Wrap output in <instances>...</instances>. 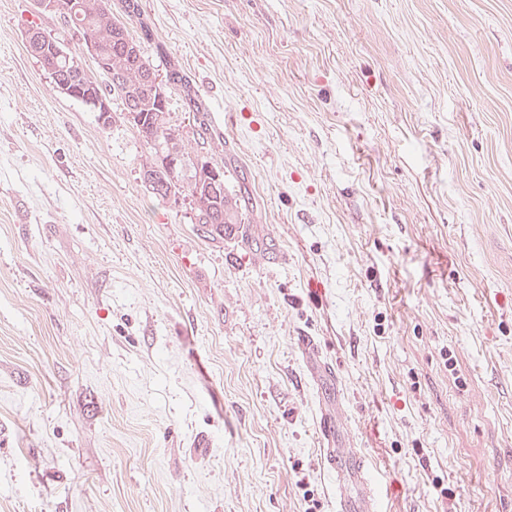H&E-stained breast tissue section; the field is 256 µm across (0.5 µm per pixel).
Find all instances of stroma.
<instances>
[{"label":"stroma","mask_w":512,"mask_h":512,"mask_svg":"<svg viewBox=\"0 0 512 512\" xmlns=\"http://www.w3.org/2000/svg\"><path fill=\"white\" fill-rule=\"evenodd\" d=\"M251 238L151 198L0 0V512H512V0H140ZM336 367L317 376L298 339ZM321 432L324 442L323 463L330 471L340 473L345 470L355 485L354 495L340 493L336 497V512H375L374 496L366 478V463L358 454L347 448H333L334 427L329 419H323Z\"/></svg>","instance_id":"35a3bbf8"}]
</instances>
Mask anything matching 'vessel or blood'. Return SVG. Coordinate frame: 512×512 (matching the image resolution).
<instances>
[{
	"label": "vessel or blood",
	"mask_w": 512,
	"mask_h": 512,
	"mask_svg": "<svg viewBox=\"0 0 512 512\" xmlns=\"http://www.w3.org/2000/svg\"><path fill=\"white\" fill-rule=\"evenodd\" d=\"M321 432L326 443L324 465L336 473L347 472L355 485L354 494L337 495L336 512H375L373 491L365 474V461L348 449L334 447V428L330 420H323Z\"/></svg>",
	"instance_id": "vessel-or-blood-1"
}]
</instances>
